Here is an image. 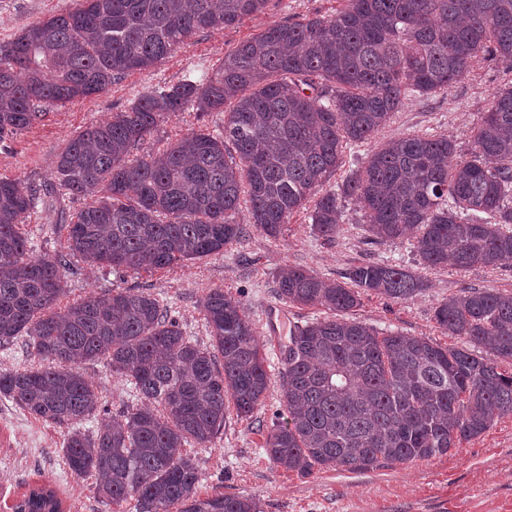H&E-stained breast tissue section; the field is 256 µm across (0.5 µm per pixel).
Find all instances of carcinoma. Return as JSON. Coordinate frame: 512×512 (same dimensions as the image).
Wrapping results in <instances>:
<instances>
[{
  "mask_svg": "<svg viewBox=\"0 0 512 512\" xmlns=\"http://www.w3.org/2000/svg\"><path fill=\"white\" fill-rule=\"evenodd\" d=\"M268 0H80L0 43V143L49 111L92 98L146 70L202 30L262 13ZM512 61V0H336V12L274 23L240 42L201 79L159 84L112 119L86 127L61 152L45 189L0 176V345L25 338L38 358L0 372V394L66 429L63 459L98 493L136 512H261L249 496L201 497L191 444L206 445L229 410L249 418L268 388L266 358L241 302L211 290L202 312L211 343L185 336L154 295L109 291L73 302L64 277L80 256L139 273L168 270L239 243L254 229L278 237L309 211L335 240L341 198L364 211L371 240L416 235L420 265H512V81L474 129L470 157L445 136L383 143L323 190L347 146L372 139L406 97L449 92L474 61ZM193 106L224 113L130 158L166 116ZM86 203L64 225L60 250L30 258L28 220L41 195ZM246 209L249 223L236 214ZM278 295L334 315L296 327L283 372L288 416L265 440L288 472L366 471L444 455L512 415V293L470 289L438 302L433 318L476 349L346 318L361 296L407 301L424 279L396 265L363 264L346 280L288 266ZM104 360L141 405L82 421L99 409L80 365ZM17 512H62L51 489Z\"/></svg>",
  "mask_w": 512,
  "mask_h": 512,
  "instance_id": "obj_1",
  "label": "carcinoma"
}]
</instances>
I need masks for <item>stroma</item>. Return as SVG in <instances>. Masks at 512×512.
I'll use <instances>...</instances> for the list:
<instances>
[{"mask_svg": "<svg viewBox=\"0 0 512 512\" xmlns=\"http://www.w3.org/2000/svg\"><path fill=\"white\" fill-rule=\"evenodd\" d=\"M77 0H0V43L52 15L72 10ZM336 0H269L264 13L235 27L204 30L154 67L133 74L93 98L54 109L41 123L0 143V174L28 185L47 184L59 154L86 126L127 109L135 97L159 84H175L185 77L201 78L220 58L265 26L301 21L334 13ZM512 80V63L477 60L467 76L450 92L428 99L408 98L376 137L348 148L344 165L331 175L325 189L342 184L349 170L361 166L372 150L404 134L445 135L460 154H467L474 128L481 122L493 93ZM224 115L198 116L194 109L160 123L144 149L199 129H221ZM80 206L68 196L49 195L38 205L31 225V257L54 253L57 231ZM364 263L395 264L422 273L428 283L420 295L395 301L366 295L352 319L381 331L446 340L467 347L461 337H443L433 310L444 298L476 288L512 291V267L475 266L461 271L453 266L423 270L413 237L374 243L354 201H346L341 231L334 241L310 229L306 213L294 215L283 235L273 239L251 232L246 240L224 252L157 273H132L74 260L65 278L69 299L124 288L150 292L167 305L185 335L208 345L201 303L207 293L221 288L239 299L264 349L269 375L261 407L251 418L229 414L221 433L206 446L190 448L199 473L200 495L255 497L261 512H512V415L495 420L481 436L427 460L395 463L362 472L340 468L314 469L299 475L276 467L263 443L276 417L284 413L283 366L277 346L288 343L297 326L326 318L324 308L282 303L276 276L286 266H303L331 280L342 279ZM81 373L96 387L101 407L116 415L138 407L132 385L112 374L101 361L81 365ZM64 429L38 420L0 395V512L30 489H53L65 512H135L133 503L115 506L103 499L93 480L71 475L62 461Z\"/></svg>", "mask_w": 512, "mask_h": 512, "instance_id": "stroma-1", "label": "stroma"}]
</instances>
